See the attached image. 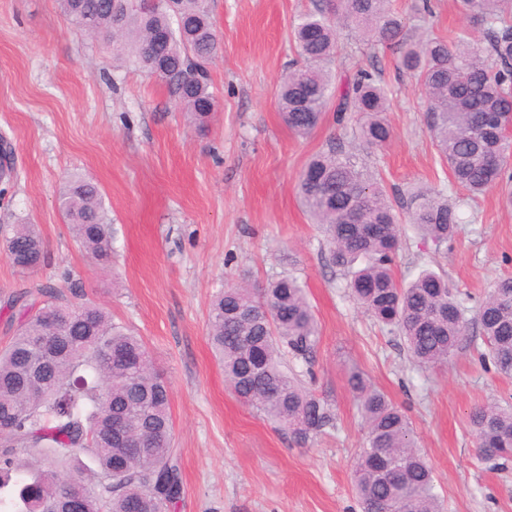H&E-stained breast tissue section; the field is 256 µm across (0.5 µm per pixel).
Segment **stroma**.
Returning a JSON list of instances; mask_svg holds the SVG:
<instances>
[{
  "label": "stroma",
  "instance_id": "35a3bbf8",
  "mask_svg": "<svg viewBox=\"0 0 512 512\" xmlns=\"http://www.w3.org/2000/svg\"><path fill=\"white\" fill-rule=\"evenodd\" d=\"M320 0H209L219 49L209 64L217 112L195 130L172 88L115 56L100 38L76 31L57 0H0V138L14 149V177L0 186V224L38 225L46 264L31 274L0 248V349L13 335L16 291L36 285L82 291L145 342L170 388L174 446L183 496L173 512H358L350 468L365 433L345 372L358 366L413 422L448 512H512V461L489 468L469 434L474 405L512 402V379L459 348L448 366L414 365L398 336L351 300L327 262L325 236L297 194L308 159L339 143L357 150L387 186L449 185L425 122L423 95L396 68L398 47H370L338 28L331 70L345 79L373 72L391 91L393 138L374 151L354 139L352 119L327 111L309 137L282 122V78L297 52L293 28ZM393 0L402 37L448 36L476 20L455 0ZM508 178L463 205L462 230L438 248L404 228L393 270L409 281L419 268L445 271L476 310L498 278L512 276V210L501 204ZM95 182L112 224L111 273L90 262L58 204L65 178ZM297 277L320 325L305 386L335 416L308 446L243 404L224 382L208 335L220 289L265 287Z\"/></svg>",
  "mask_w": 512,
  "mask_h": 512
}]
</instances>
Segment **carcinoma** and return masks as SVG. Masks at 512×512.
<instances>
[{
	"instance_id": "1",
	"label": "carcinoma",
	"mask_w": 512,
	"mask_h": 512,
	"mask_svg": "<svg viewBox=\"0 0 512 512\" xmlns=\"http://www.w3.org/2000/svg\"><path fill=\"white\" fill-rule=\"evenodd\" d=\"M63 16L87 35L108 36L117 51L174 90L199 128L214 114L207 65L218 48L208 0H59ZM482 35L399 44L400 69L427 102L426 123L452 182L472 200L503 181L512 158V0H457ZM341 16L372 47L402 31L391 0H325L301 16L294 39L301 63L282 79L280 115L297 136L319 127L327 105L336 118L358 115V137L383 148L393 137L384 117L390 90L363 69L335 95L328 65L338 51ZM165 32L156 40L153 33ZM297 190L313 223L323 227L328 261L346 280L352 300L379 325L398 333L420 368L449 363L467 338L468 294L447 275L420 270L406 285L392 266L401 220L377 171L343 145L312 156ZM60 206L76 242L95 266H112V225L96 183L70 176ZM407 223L441 247L461 231L458 208L441 190L408 192ZM13 266L33 272L46 247L33 224L0 225ZM22 313L0 350V512H68L80 497L85 512H168L183 493L181 460L173 448L170 391L153 371L143 340L101 306L45 288L12 298ZM475 322L483 364L512 378V276L497 279ZM320 329L305 288L292 275L256 291L219 290L211 304L209 340L224 378L244 404L305 446L334 426L327 402L304 388L286 360L308 361ZM365 429L351 485L362 512H443L434 470L417 448L406 413L357 367L347 375ZM469 425L480 459H512V406L475 407Z\"/></svg>"
}]
</instances>
